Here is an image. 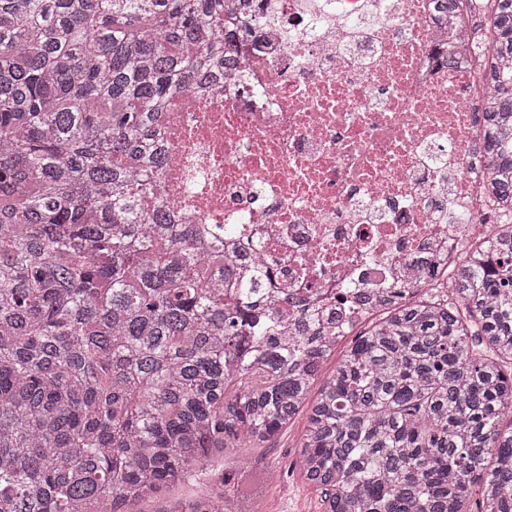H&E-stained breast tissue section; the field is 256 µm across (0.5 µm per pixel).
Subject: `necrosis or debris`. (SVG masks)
Returning <instances> with one entry per match:
<instances>
[{
    "instance_id": "necrosis-or-debris-1",
    "label": "necrosis or debris",
    "mask_w": 512,
    "mask_h": 512,
    "mask_svg": "<svg viewBox=\"0 0 512 512\" xmlns=\"http://www.w3.org/2000/svg\"><path fill=\"white\" fill-rule=\"evenodd\" d=\"M436 0H236L243 63L165 114L179 224L259 245L279 288H393L488 230L479 62Z\"/></svg>"
}]
</instances>
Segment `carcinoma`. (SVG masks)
Here are the masks:
<instances>
[{
    "instance_id": "cac0c4a2",
    "label": "carcinoma",
    "mask_w": 512,
    "mask_h": 512,
    "mask_svg": "<svg viewBox=\"0 0 512 512\" xmlns=\"http://www.w3.org/2000/svg\"><path fill=\"white\" fill-rule=\"evenodd\" d=\"M229 7L0 0V512H239L263 475L166 492L304 410L323 512H472L475 488L512 512V0L468 12L493 232L441 279L350 296L330 373L336 313L271 304L259 252L155 193L166 108L240 63Z\"/></svg>"
}]
</instances>
